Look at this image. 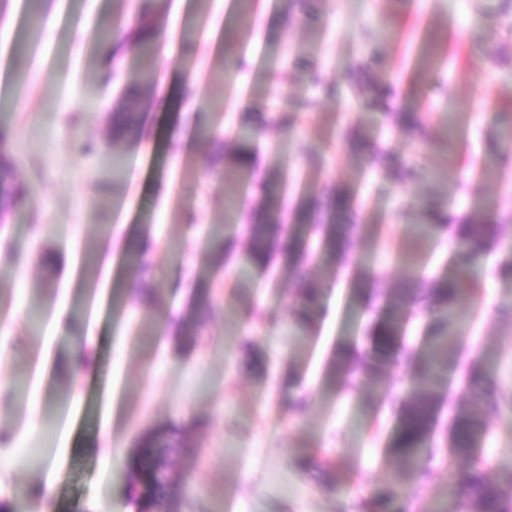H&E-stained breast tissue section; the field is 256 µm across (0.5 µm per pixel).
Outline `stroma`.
Wrapping results in <instances>:
<instances>
[{"label": "stroma", "instance_id": "stroma-1", "mask_svg": "<svg viewBox=\"0 0 512 512\" xmlns=\"http://www.w3.org/2000/svg\"><path fill=\"white\" fill-rule=\"evenodd\" d=\"M507 0H157L165 34L155 80L169 100L148 98L140 136L112 139L121 86L141 65L113 58L101 30L133 17L128 0H8L0 15V127L16 173L30 188L0 225V457L39 442L49 453L32 467L0 466V504L9 512H132L121 479L147 431L189 427L171 452L184 499L166 512H459L452 469L435 460L426 479L402 473L391 446L397 413L379 384L355 375L329 384L340 346L365 344L370 322L351 298L357 267L384 272L388 289L428 284L451 266L440 233L413 248L424 204L477 218L512 214V151L501 113L512 112V8ZM371 79L390 75L395 111L428 117V140L392 138L417 177L371 168L345 136H389L390 117L364 109L347 76L364 56ZM321 71L336 95L312 86ZM289 99L301 103L290 130L259 132L256 171L295 173L305 191L359 189L367 225L344 269L306 262L326 283L314 328L293 323L294 278L272 266L274 287L230 268L225 252L246 251L226 230L228 205L251 206L230 163L213 164L223 142L208 129L250 122ZM390 137V136H389ZM325 159L307 167L308 151ZM487 176L470 181L471 159ZM154 241V300L138 294L127 264L132 238ZM512 255V233L488 249L455 332L469 359L489 361L503 404L490 415L479 455L489 478L512 483V285L496 264ZM211 280L210 305L189 304L190 283ZM279 314L265 322L267 310ZM255 333L244 339L242 323ZM93 362L79 376L61 364L79 340ZM46 361L33 388L31 364ZM295 386H288V375ZM307 408L296 412L297 399ZM323 456L331 467L305 468ZM56 490L45 499L43 480Z\"/></svg>", "mask_w": 512, "mask_h": 512}]
</instances>
